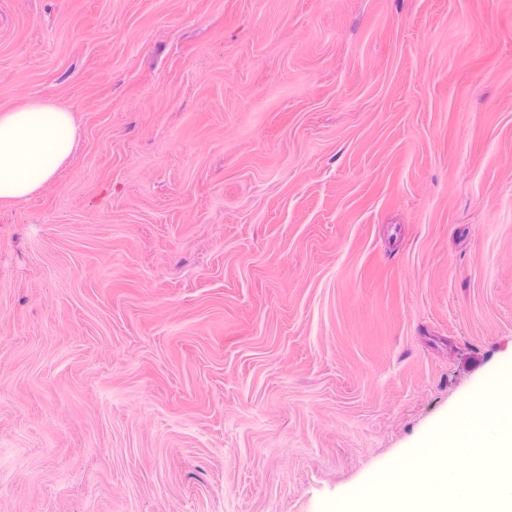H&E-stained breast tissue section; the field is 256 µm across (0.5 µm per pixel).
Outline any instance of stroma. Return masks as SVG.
Instances as JSON below:
<instances>
[{"label":"stroma","instance_id":"obj_1","mask_svg":"<svg viewBox=\"0 0 512 512\" xmlns=\"http://www.w3.org/2000/svg\"><path fill=\"white\" fill-rule=\"evenodd\" d=\"M0 512H472L512 373V0H0ZM79 136L72 112L48 98L0 110V206H14L51 182Z\"/></svg>","mask_w":512,"mask_h":512}]
</instances>
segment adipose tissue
<instances>
[{"instance_id":"ef3b65f1","label":"adipose tissue","mask_w":512,"mask_h":512,"mask_svg":"<svg viewBox=\"0 0 512 512\" xmlns=\"http://www.w3.org/2000/svg\"><path fill=\"white\" fill-rule=\"evenodd\" d=\"M79 136L72 112L48 98L0 110V206L29 199L51 182Z\"/></svg>"}]
</instances>
